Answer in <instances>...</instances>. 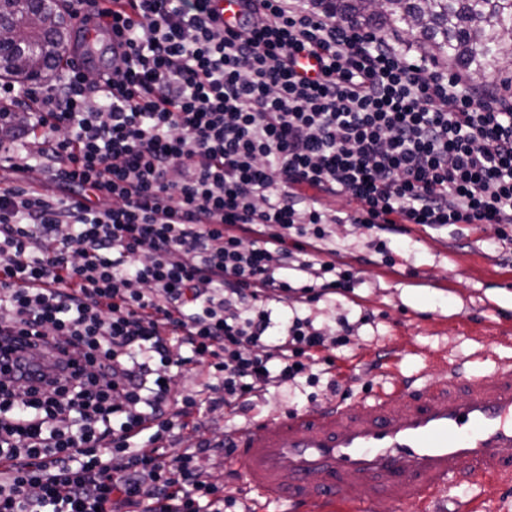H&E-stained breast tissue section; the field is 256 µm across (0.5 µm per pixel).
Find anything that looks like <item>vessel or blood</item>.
I'll return each mask as SVG.
<instances>
[{
	"mask_svg": "<svg viewBox=\"0 0 512 512\" xmlns=\"http://www.w3.org/2000/svg\"><path fill=\"white\" fill-rule=\"evenodd\" d=\"M237 438L231 464L244 488L296 512H369L381 498L426 512L449 484L512 483V357L487 372L453 364L438 382L255 420Z\"/></svg>",
	"mask_w": 512,
	"mask_h": 512,
	"instance_id": "1",
	"label": "vessel or blood"
}]
</instances>
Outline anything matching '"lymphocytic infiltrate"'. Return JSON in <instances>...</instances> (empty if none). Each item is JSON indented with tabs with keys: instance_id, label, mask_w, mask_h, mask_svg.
I'll return each mask as SVG.
<instances>
[{
	"instance_id": "obj_1",
	"label": "lymphocytic infiltrate",
	"mask_w": 512,
	"mask_h": 512,
	"mask_svg": "<svg viewBox=\"0 0 512 512\" xmlns=\"http://www.w3.org/2000/svg\"><path fill=\"white\" fill-rule=\"evenodd\" d=\"M98 2L72 17L101 14L124 50L0 113L27 144L6 163L61 190L0 188V337L69 356L45 387L0 346V512H230L195 460L232 454V433L166 445L348 344V319L330 336L270 309L354 284L319 197L392 235L494 224L512 243V104L302 0H242L233 27L219 0ZM205 356L201 389L175 391Z\"/></svg>"
}]
</instances>
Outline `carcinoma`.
<instances>
[{
  "label": "carcinoma",
  "mask_w": 512,
  "mask_h": 512,
  "mask_svg": "<svg viewBox=\"0 0 512 512\" xmlns=\"http://www.w3.org/2000/svg\"><path fill=\"white\" fill-rule=\"evenodd\" d=\"M322 11L384 31L404 32L436 58H451L483 90L511 83L512 53L500 52L512 27V0H383L375 13L365 0H314ZM11 35L0 46V78L18 83L51 79L63 61L69 30L58 0H0Z\"/></svg>",
  "instance_id": "1"
}]
</instances>
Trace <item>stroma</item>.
<instances>
[{"label": "stroma", "instance_id": "stroma-1", "mask_svg": "<svg viewBox=\"0 0 512 512\" xmlns=\"http://www.w3.org/2000/svg\"><path fill=\"white\" fill-rule=\"evenodd\" d=\"M319 204L342 218L331 227L337 261L357 269L351 293L299 309L330 333L339 316L356 324L349 344L332 352L338 394L356 398L405 378L440 380L456 362L470 372L485 371L495 360L512 357V346L500 339L512 332V263L503 260L496 225L412 226L389 242L395 260L389 266L373 250L374 233L346 222L354 209L346 197H324ZM366 312L370 320L361 321ZM334 394L322 382L270 389L247 411L211 413L198 436L184 435L167 453L179 454L200 439L222 440L249 418L303 411Z\"/></svg>", "mask_w": 512, "mask_h": 512}]
</instances>
